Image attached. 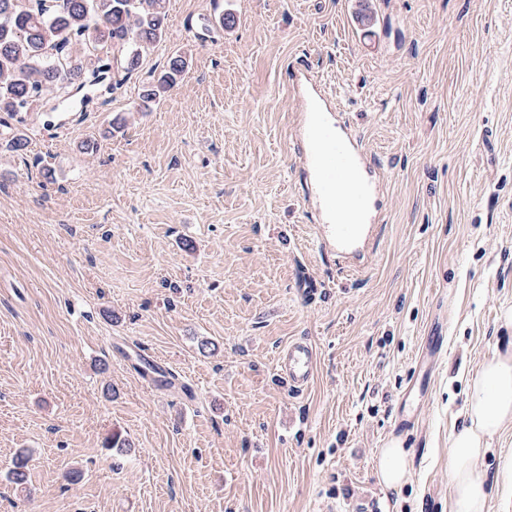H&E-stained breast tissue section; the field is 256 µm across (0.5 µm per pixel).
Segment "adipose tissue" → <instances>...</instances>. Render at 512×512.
Here are the masks:
<instances>
[{"label": "adipose tissue", "instance_id": "obj_1", "mask_svg": "<svg viewBox=\"0 0 512 512\" xmlns=\"http://www.w3.org/2000/svg\"><path fill=\"white\" fill-rule=\"evenodd\" d=\"M464 414L465 423L449 445V512H487L490 487L484 458L494 434L512 426V343L480 362L468 385ZM410 470V454L400 441L380 449L376 474L384 488L402 486Z\"/></svg>", "mask_w": 512, "mask_h": 512}]
</instances>
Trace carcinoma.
Masks as SVG:
<instances>
[{
	"label": "carcinoma",
	"mask_w": 512,
	"mask_h": 512,
	"mask_svg": "<svg viewBox=\"0 0 512 512\" xmlns=\"http://www.w3.org/2000/svg\"><path fill=\"white\" fill-rule=\"evenodd\" d=\"M166 0H0V112H27L39 102L68 101L67 90L92 82L112 52L126 73L166 36ZM189 64L177 52L166 69L139 88L144 107L158 104ZM17 454L10 479L27 481Z\"/></svg>",
	"instance_id": "carcinoma-1"
}]
</instances>
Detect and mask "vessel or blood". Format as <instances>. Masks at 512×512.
I'll list each match as a JSON object with an SVG mask.
<instances>
[{"mask_svg": "<svg viewBox=\"0 0 512 512\" xmlns=\"http://www.w3.org/2000/svg\"><path fill=\"white\" fill-rule=\"evenodd\" d=\"M309 94L302 154L311 182L308 201L324 219L318 239L322 249L335 253L339 265L358 269L366 264L379 233L386 176L325 88L311 84ZM316 365V351L305 339L291 341L277 361L281 376L296 392L308 387Z\"/></svg>", "mask_w": 512, "mask_h": 512, "instance_id": "1", "label": "vessel or blood"}]
</instances>
